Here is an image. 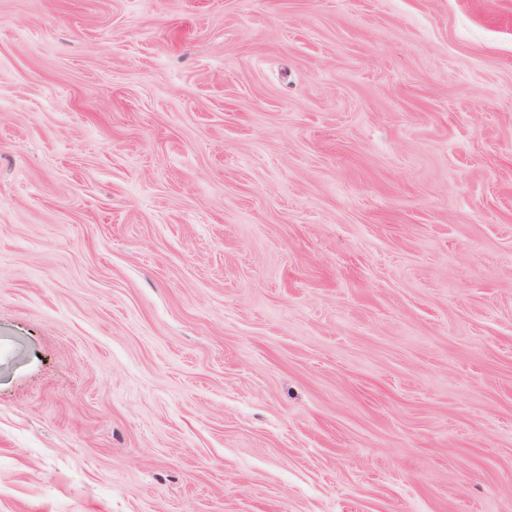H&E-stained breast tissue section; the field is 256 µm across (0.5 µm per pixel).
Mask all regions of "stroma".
<instances>
[{"instance_id":"obj_1","label":"stroma","mask_w":512,"mask_h":512,"mask_svg":"<svg viewBox=\"0 0 512 512\" xmlns=\"http://www.w3.org/2000/svg\"><path fill=\"white\" fill-rule=\"evenodd\" d=\"M0 512H512V0H0Z\"/></svg>"}]
</instances>
